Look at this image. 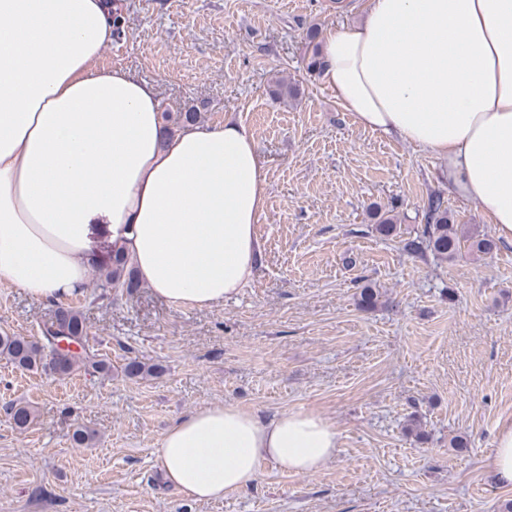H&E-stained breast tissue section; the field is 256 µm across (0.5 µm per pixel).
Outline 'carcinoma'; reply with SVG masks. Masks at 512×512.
<instances>
[{
    "mask_svg": "<svg viewBox=\"0 0 512 512\" xmlns=\"http://www.w3.org/2000/svg\"><path fill=\"white\" fill-rule=\"evenodd\" d=\"M317 38L318 30H307L306 40L311 46L307 70L311 74L321 69ZM375 218L377 232L384 236L396 232L397 216L392 212H379ZM424 219L425 224L417 237L404 245V249L410 253L426 249L440 259L452 258L466 238L474 252L489 254L496 248L493 240L474 233L466 236L459 225L449 223L448 207L439 192L430 193ZM99 287L106 292L127 294L139 287L132 265L119 250H112V267L104 275ZM0 355L18 367L29 370L41 368L60 376H70L90 369L106 374L112 371V363L98 357L90 349L89 329L83 313L78 307L69 304L57 305L53 320L44 325L41 335L37 337L1 335ZM152 370L153 366L137 358H130L123 365V373L129 378L143 377L152 373ZM7 411L14 427L20 431L27 430L35 420L33 409L25 403H13Z\"/></svg>",
    "mask_w": 512,
    "mask_h": 512,
    "instance_id": "1",
    "label": "carcinoma"
}]
</instances>
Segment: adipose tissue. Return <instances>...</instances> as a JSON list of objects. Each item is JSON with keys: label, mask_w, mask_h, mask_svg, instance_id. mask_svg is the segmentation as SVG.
Listing matches in <instances>:
<instances>
[{"label": "adipose tissue", "mask_w": 512, "mask_h": 512, "mask_svg": "<svg viewBox=\"0 0 512 512\" xmlns=\"http://www.w3.org/2000/svg\"><path fill=\"white\" fill-rule=\"evenodd\" d=\"M112 0H0V281L38 300L82 295L95 226L174 307H212L251 280L265 164L232 117L164 127L153 84L100 66ZM321 77L359 126L446 161L448 188L512 244V0H368L329 32ZM334 427L236 406L182 417L156 450L178 493L250 488L262 463L315 472Z\"/></svg>", "instance_id": "1"}]
</instances>
